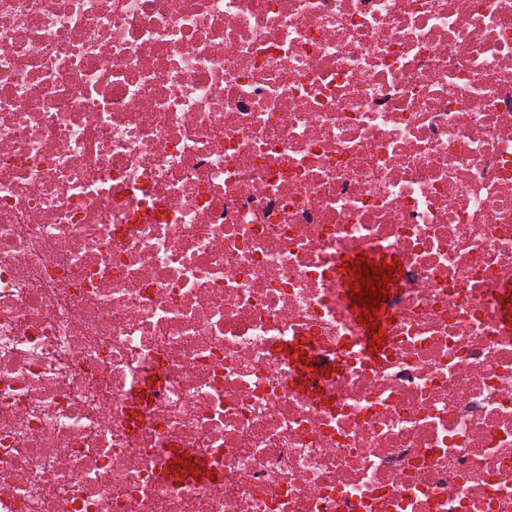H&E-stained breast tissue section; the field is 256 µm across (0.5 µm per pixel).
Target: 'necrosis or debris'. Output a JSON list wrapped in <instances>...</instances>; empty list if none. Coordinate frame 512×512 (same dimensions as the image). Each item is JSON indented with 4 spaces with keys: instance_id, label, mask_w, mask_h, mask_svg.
Segmentation results:
<instances>
[{
    "instance_id": "4bbe7bcc",
    "label": "necrosis or debris",
    "mask_w": 512,
    "mask_h": 512,
    "mask_svg": "<svg viewBox=\"0 0 512 512\" xmlns=\"http://www.w3.org/2000/svg\"><path fill=\"white\" fill-rule=\"evenodd\" d=\"M504 283L512 0H0V512H512ZM360 257L362 256H353L346 260L347 266H345L344 268V274L348 284V288H346L345 290V307L348 310V312L355 318H357L359 321L360 318L364 319L365 317H368V321H365V323L361 324L364 329L368 344L369 340L374 335V333H377L379 337V345H376V341L372 343H374L375 346L374 350H378L382 347L383 344L388 315L379 308L376 311L377 316H374V313L371 312L372 308H368V303L367 306H362L358 301L353 300L354 295H356L357 293H353L352 286H354V283H358L360 279V277H355V273H359L358 266H361L362 269V261H360ZM356 259H359L360 264L355 265ZM352 266H355V271H352ZM350 272H354V275H350ZM361 307H364V310H361ZM369 318H373V321H369ZM377 324H380V327H377ZM371 326H376V329H374V331H371ZM379 333H382V336H379ZM189 462V465H185ZM195 471V474H192ZM171 479L204 481L215 475L207 463L188 461L180 454L174 457V463L170 466L166 474Z\"/></svg>"
}]
</instances>
